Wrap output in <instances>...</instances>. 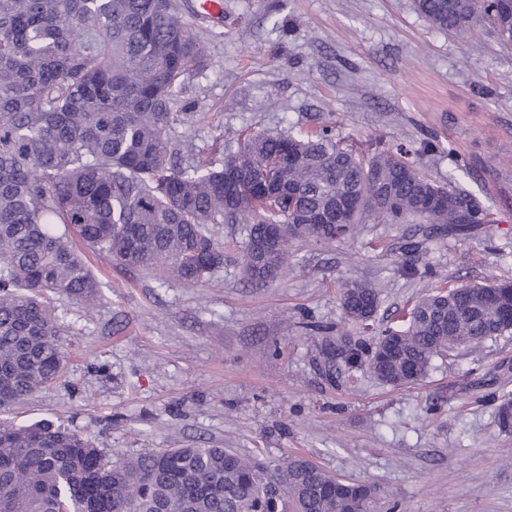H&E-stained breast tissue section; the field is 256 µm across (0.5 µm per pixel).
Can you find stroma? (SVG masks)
I'll return each mask as SVG.
<instances>
[{
  "label": "stroma",
  "mask_w": 512,
  "mask_h": 512,
  "mask_svg": "<svg viewBox=\"0 0 512 512\" xmlns=\"http://www.w3.org/2000/svg\"><path fill=\"white\" fill-rule=\"evenodd\" d=\"M177 2L206 54L178 95L193 115L168 133L178 151L230 153L240 130L327 126L347 144L410 150L434 138L442 151L418 168L488 210L493 237L427 241L428 280L398 270L403 224L293 243L287 275L264 285L241 273L238 224L213 226L224 267L195 288L91 257L94 304L53 298L61 376L5 419L52 422L115 457L221 447L274 466L300 455L374 484L401 512H512V433L495 420L512 395V335L448 351L401 388L316 368L321 328L343 324L347 281L379 286L383 324L427 284L512 281V45L487 21L463 36L436 30L415 0H222L215 17Z\"/></svg>",
  "instance_id": "35a3bbf8"
}]
</instances>
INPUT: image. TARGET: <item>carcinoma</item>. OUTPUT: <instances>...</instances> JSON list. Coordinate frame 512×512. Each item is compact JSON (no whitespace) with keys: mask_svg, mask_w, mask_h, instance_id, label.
Listing matches in <instances>:
<instances>
[{"mask_svg":"<svg viewBox=\"0 0 512 512\" xmlns=\"http://www.w3.org/2000/svg\"><path fill=\"white\" fill-rule=\"evenodd\" d=\"M436 29L485 19L512 42L499 0H416ZM174 0H0V410L63 369L51 296L91 302L101 282L72 243L124 268L209 282L224 267L212 224H241L252 282L277 278L290 245L355 236L362 224H413L402 250L417 270L426 241L491 234L487 213L431 179L408 151L380 141L345 146L323 126L255 131L219 159L179 166L167 136L177 93L205 66ZM345 320L370 329L379 292L348 281ZM371 343L325 338L323 369L366 370L399 388L422 380L450 349L512 334V283L433 289ZM512 432V400L500 401ZM369 482L346 483L291 456L272 468L227 448H168L117 459L49 422H0V512H377Z\"/></svg>","mask_w":512,"mask_h":512,"instance_id":"1","label":"carcinoma"}]
</instances>
